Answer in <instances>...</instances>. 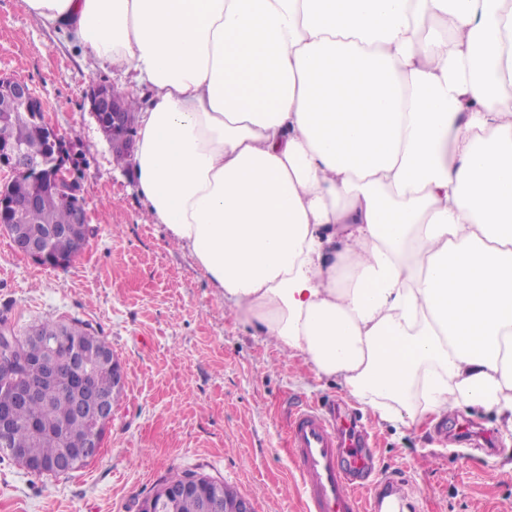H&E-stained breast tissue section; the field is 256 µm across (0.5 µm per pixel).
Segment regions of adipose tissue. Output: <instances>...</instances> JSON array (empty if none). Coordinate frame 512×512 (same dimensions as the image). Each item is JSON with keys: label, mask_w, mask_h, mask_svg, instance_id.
I'll list each match as a JSON object with an SVG mask.
<instances>
[{"label": "adipose tissue", "mask_w": 512, "mask_h": 512, "mask_svg": "<svg viewBox=\"0 0 512 512\" xmlns=\"http://www.w3.org/2000/svg\"><path fill=\"white\" fill-rule=\"evenodd\" d=\"M139 103L235 321L380 421L512 434V0H22Z\"/></svg>", "instance_id": "adipose-tissue-1"}]
</instances>
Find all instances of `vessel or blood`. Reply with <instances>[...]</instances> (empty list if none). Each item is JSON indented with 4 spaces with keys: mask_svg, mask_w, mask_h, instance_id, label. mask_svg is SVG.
Wrapping results in <instances>:
<instances>
[{
    "mask_svg": "<svg viewBox=\"0 0 512 512\" xmlns=\"http://www.w3.org/2000/svg\"><path fill=\"white\" fill-rule=\"evenodd\" d=\"M287 440L307 512H381L385 500L400 490L394 479L373 480L367 442L342 413L299 409Z\"/></svg>",
    "mask_w": 512,
    "mask_h": 512,
    "instance_id": "b4317fda",
    "label": "vessel or blood"
}]
</instances>
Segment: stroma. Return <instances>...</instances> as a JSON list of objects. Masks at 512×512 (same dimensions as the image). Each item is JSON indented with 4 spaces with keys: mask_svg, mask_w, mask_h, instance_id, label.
I'll use <instances>...</instances> for the list:
<instances>
[{
    "mask_svg": "<svg viewBox=\"0 0 512 512\" xmlns=\"http://www.w3.org/2000/svg\"><path fill=\"white\" fill-rule=\"evenodd\" d=\"M25 80L71 142L96 233L68 267L39 266L0 232V313L22 331L76 317L104 336L125 385L99 455L66 477H38L0 461V512H136L170 472L224 481L256 512H305L286 446L300 405L347 401L338 381L234 323L188 251L168 243L139 195L132 165H117L85 91L126 90L59 30L0 0V74ZM372 433L379 478L399 479L418 512H512V440L494 413L462 409L434 425L379 421L349 403Z\"/></svg>",
    "mask_w": 512,
    "mask_h": 512,
    "instance_id": "35a3bbf8",
    "label": "stroma"
}]
</instances>
